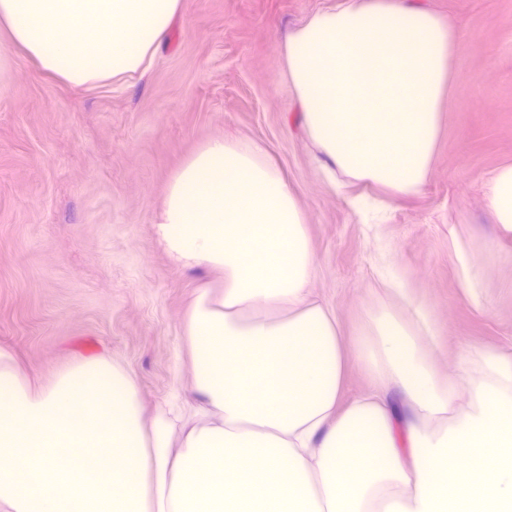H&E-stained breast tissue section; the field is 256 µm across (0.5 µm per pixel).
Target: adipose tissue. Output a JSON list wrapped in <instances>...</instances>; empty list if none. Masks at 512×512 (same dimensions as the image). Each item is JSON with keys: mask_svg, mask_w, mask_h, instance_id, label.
<instances>
[{"mask_svg": "<svg viewBox=\"0 0 512 512\" xmlns=\"http://www.w3.org/2000/svg\"><path fill=\"white\" fill-rule=\"evenodd\" d=\"M183 0H0V23L81 89L145 71ZM286 77L328 179L420 192L455 50L411 0H339L291 30ZM512 232V164L485 183ZM155 233L170 263L213 272L183 331L190 400L144 418L111 358L33 385L0 347V512H512V351L435 364V322L401 281L346 346L316 293L296 197L252 139L209 141L172 176ZM371 380L347 406L349 362ZM466 468H459V459Z\"/></svg>", "mask_w": 512, "mask_h": 512, "instance_id": "ef3b65f1", "label": "adipose tissue"}]
</instances>
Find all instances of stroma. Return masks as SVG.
Here are the masks:
<instances>
[{"label":"stroma","instance_id":"1","mask_svg":"<svg viewBox=\"0 0 512 512\" xmlns=\"http://www.w3.org/2000/svg\"><path fill=\"white\" fill-rule=\"evenodd\" d=\"M335 0H184L152 66L75 89L0 28V347L33 383L109 356L152 412L184 377L182 336L202 273L174 269L153 223L175 171L215 138L262 142L304 213L317 292L346 344L383 302L386 269L431 310L441 372L460 352L512 349V235L493 224L484 183L512 162V0H417L455 28L431 171L364 224L322 175L285 78L283 43ZM482 272L464 297L453 246Z\"/></svg>","mask_w":512,"mask_h":512}]
</instances>
